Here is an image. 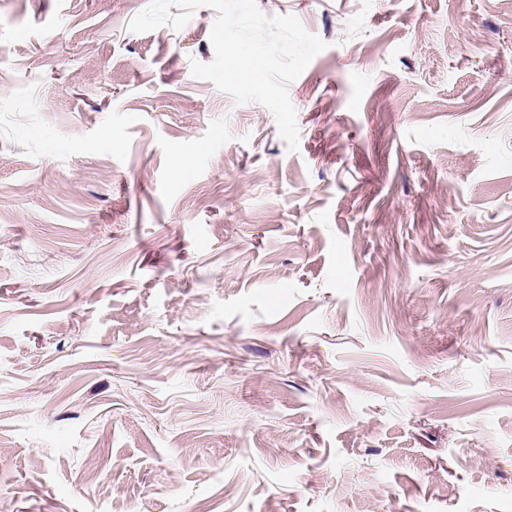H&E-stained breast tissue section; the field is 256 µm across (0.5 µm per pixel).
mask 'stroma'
I'll return each instance as SVG.
<instances>
[{
    "mask_svg": "<svg viewBox=\"0 0 512 512\" xmlns=\"http://www.w3.org/2000/svg\"><path fill=\"white\" fill-rule=\"evenodd\" d=\"M0 0V512H512V0Z\"/></svg>",
    "mask_w": 512,
    "mask_h": 512,
    "instance_id": "1",
    "label": "stroma"
}]
</instances>
